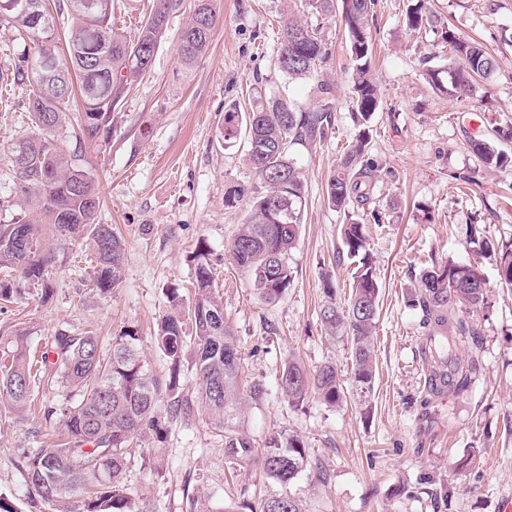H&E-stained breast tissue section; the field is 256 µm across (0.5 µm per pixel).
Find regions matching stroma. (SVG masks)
<instances>
[{"label":"stroma","mask_w":512,"mask_h":512,"mask_svg":"<svg viewBox=\"0 0 512 512\" xmlns=\"http://www.w3.org/2000/svg\"><path fill=\"white\" fill-rule=\"evenodd\" d=\"M193 4L182 0L169 14L151 67L112 115L111 140L80 142L71 134L63 140L99 188V221L126 241L122 285L99 294L91 286L87 248L50 241L51 300L42 301L40 286L29 284L0 303V337L28 328L30 349L40 351L59 329L92 330L107 354L114 334L135 327L150 367L167 374L151 340L153 326L167 311L165 288L192 292L196 249L206 244L243 358V381L266 387L264 397L250 403L244 427L260 444L277 433L303 440L309 463L285 489L304 512H500L502 497L512 494V288L500 286L493 261L476 253L469 228L477 226L496 245L512 244V165L485 169L471 142L498 140V130L512 127V0H428L441 24L480 42L496 60L493 78L461 98L432 84L431 73L457 64L437 32L405 27L406 0H378L372 77L380 106L369 151L381 170L373 198L386 220L366 226L381 286L378 373L367 417L351 402L332 408L312 398L291 408L276 386L290 360L309 370L330 361L345 378L351 372L349 342L329 340L318 319L328 301L324 277L340 283L337 301L349 296L343 288L349 267L334 262L342 249L338 227L349 216L324 197L341 147L358 133L350 118L352 62L339 22L299 8L308 24L321 26L330 58L309 78L292 80L276 66L280 0H217L211 47L186 71L178 38ZM323 81L334 86L336 133L297 152L306 200L289 257L294 280L269 303L226 256L250 209L225 207L224 192L257 178L245 141L224 142V111L234 104L249 112L275 99L315 109ZM29 130L27 112L0 102L2 224L20 212L9 149ZM434 258L474 265L491 292L489 309L470 316L480 330L478 346L460 348L464 355L478 350L481 360L469 391L430 399L421 353L426 332L406 293ZM60 399L58 391L42 388L24 414L0 406V494L18 512H31L22 456L55 446L58 430L43 409ZM130 456L126 482L152 500L154 512H191L201 490L215 512L227 502L237 512H261L265 499L285 490L259 467L245 465L237 477L240 492L231 495L224 440L201 416L189 426L170 424L164 442L142 439Z\"/></svg>","instance_id":"1"}]
</instances>
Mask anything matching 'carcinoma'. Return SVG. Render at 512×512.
I'll return each mask as SVG.
<instances>
[{
	"label": "carcinoma",
	"instance_id": "cac0c4a2",
	"mask_svg": "<svg viewBox=\"0 0 512 512\" xmlns=\"http://www.w3.org/2000/svg\"><path fill=\"white\" fill-rule=\"evenodd\" d=\"M71 27L66 41L69 64L59 70L56 83L45 86L32 79L34 67L48 54L56 55L57 28L37 22L26 13L0 15V26L28 38L34 51L15 65L13 84L25 91L19 105L29 112L33 130L13 146L10 162L15 167L16 195L21 215L0 224V267L19 272L29 284L42 286V299L53 289L45 283L52 252L46 235L60 241L81 240L91 249L95 265L92 284L104 295L119 287L124 276L125 245L110 224H100V205L94 180L75 164L61 142L70 97L79 91L82 103V137L97 142L109 138L112 114L122 98L147 71L142 55L156 54L166 33L169 13L177 0H156L155 10L142 22L138 37L128 40L112 23L114 0H96L97 12L86 15L69 7ZM425 0H416L406 13V25L422 29L432 25ZM324 16L338 15L344 26L354 65L351 108L362 127L340 156L326 183L329 206L338 211L360 208L379 224L383 217L373 206V189L380 169L368 158L369 131L379 107L377 89L370 77L373 56L371 23L376 0H308ZM218 15L213 0H197L191 19L179 35L181 65L189 68L209 49ZM279 70L291 79L309 77L328 55L319 28L302 22L290 9L280 11ZM442 43L461 60L448 72L446 92L471 93L478 81L486 82L496 69L495 58L480 44L465 42L456 33L441 30ZM319 93L327 98L317 109L302 111L278 100L239 117L237 107L224 114V141L244 135L247 156L259 185L247 190L228 187L224 205L248 201L250 216L239 225L228 246L231 264L247 273L252 287L267 302L279 298L290 286L293 271L288 262L301 228L305 205V181L291 150L324 142L335 134L332 84L323 82ZM486 169L508 164V156L487 140L471 142ZM343 245L337 261H350V296L343 305L331 301L319 311V319L331 338L351 342L350 377L342 379L335 365L324 363L308 371L297 362L286 363L278 378L281 395L292 406L303 404L310 394L327 406L346 400L369 409L376 378L374 333L377 324L380 283L375 263L366 249L364 224L355 220L341 225ZM479 251L495 254L500 283L512 287V250L494 253L486 240H472ZM194 296L184 298L178 288L165 292L169 311L152 336L154 346L167 359L168 374L155 375L142 355L139 331L128 327L112 337V351L103 356L99 337L91 331L59 330L40 360L31 359L29 331L14 330L7 337L9 363L0 366V404L17 414L27 409L39 383L56 386L63 401L44 408V416L56 421L64 440L54 448H38L23 456L28 493L51 512H153L152 503L135 498L125 481L129 448L144 435L162 442L167 424H191L204 413L211 427L224 438V458L230 474L243 464H255L283 487L289 486L309 463L304 442L290 436H272L265 447L256 446L245 431L246 407L266 393L265 385L240 383L241 354L235 334L224 318L217 296L208 251L196 255ZM489 289L478 282L472 266L454 261L433 262L423 271L412 295V306L421 313L428 330L422 354L428 362L426 399L446 392L462 394L480 371L476 355L464 357L458 345L467 339L478 343L477 326L461 316L465 310L487 308ZM193 346L186 382L183 354ZM261 512H303L290 493L266 499Z\"/></svg>",
	"mask_w": 512,
	"mask_h": 512
}]
</instances>
